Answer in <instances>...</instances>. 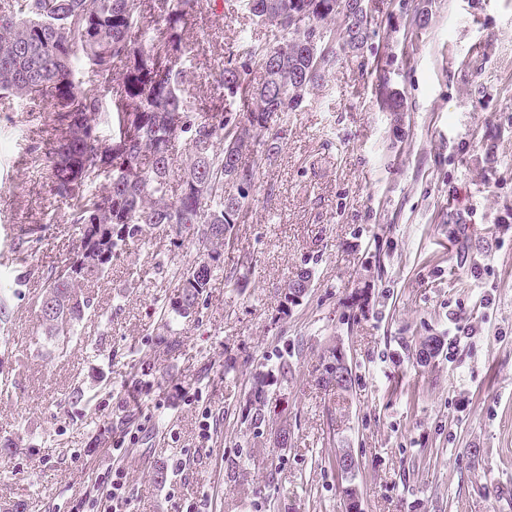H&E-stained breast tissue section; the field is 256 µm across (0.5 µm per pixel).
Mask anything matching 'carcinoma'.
I'll list each match as a JSON object with an SVG mask.
<instances>
[{"label":"carcinoma","mask_w":512,"mask_h":512,"mask_svg":"<svg viewBox=\"0 0 512 512\" xmlns=\"http://www.w3.org/2000/svg\"><path fill=\"white\" fill-rule=\"evenodd\" d=\"M365 0H243L257 21L273 28V40L247 39L229 51L212 80L223 107L201 112L183 84L189 62V37L198 0H154L144 16L141 0H0V99L49 101L48 119L56 145L43 166L52 199L68 203L62 220L75 226L74 257L50 274L40 303L67 300V313L39 317L45 340L61 353L77 335L90 299L84 293L108 273L112 261L144 240L148 229L172 228L198 245L194 265L174 272L177 286L160 310L165 326L187 321L217 272L224 254L210 248L211 237L230 233L231 219L247 215L255 199L233 197L226 190L229 172L224 155L229 143L251 137L260 151L249 160L256 170L262 157L279 152L288 132V84L307 77V90L320 86L338 53L360 55L371 29ZM308 12L312 32L321 35L318 51L309 38L293 36V14ZM352 17L343 44L331 23ZM89 69L96 86L77 80V67ZM261 71V78L254 77ZM379 108L400 121L399 93L377 84ZM112 120V138L98 132L101 116ZM184 142L185 158H174ZM46 224L21 229L17 260L44 239ZM441 341L426 337L418 357L426 363ZM156 365L140 363L130 388L154 391ZM272 397L251 394L245 420L266 421Z\"/></svg>","instance_id":"1"}]
</instances>
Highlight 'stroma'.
<instances>
[{
	"mask_svg": "<svg viewBox=\"0 0 512 512\" xmlns=\"http://www.w3.org/2000/svg\"><path fill=\"white\" fill-rule=\"evenodd\" d=\"M366 4L363 59L339 54L289 113L223 272L173 336L160 307L197 246L159 231L91 288L66 353L44 341L38 303L77 232L47 209L31 163L55 142L48 101H0V439L19 448L0 464V512H97L112 461L127 512H346L349 485L361 512H512V0ZM220 8L201 7L190 37L188 90L205 112L221 102L210 72L224 50L264 32L240 0ZM380 73L404 99L402 125L375 103ZM32 222L49 231L20 263L12 243ZM305 269L304 297L284 306ZM428 336L443 349L424 366ZM335 345L353 375L343 400L319 380ZM142 360L164 385L113 431ZM285 363L277 412L250 428L253 375Z\"/></svg>",
	"mask_w": 512,
	"mask_h": 512,
	"instance_id": "1",
	"label": "stroma"
}]
</instances>
